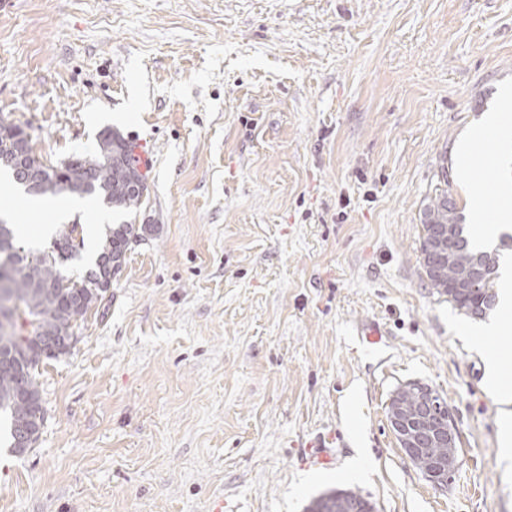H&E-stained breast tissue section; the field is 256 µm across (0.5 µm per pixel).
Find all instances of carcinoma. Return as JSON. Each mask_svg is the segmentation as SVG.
<instances>
[{
    "label": "carcinoma",
    "mask_w": 512,
    "mask_h": 512,
    "mask_svg": "<svg viewBox=\"0 0 512 512\" xmlns=\"http://www.w3.org/2000/svg\"><path fill=\"white\" fill-rule=\"evenodd\" d=\"M15 135L0 128V170L14 175ZM138 159L134 146L127 140H116L107 132L100 133L91 154L69 157L56 165H47L35 180L32 197L73 195L100 202L128 212L137 210L140 198L130 189L137 177ZM78 224L59 234L49 246L50 252H33L19 245L15 225L0 223V280H5L13 305L0 307V411L14 433L22 417L40 416L46 422V411L36 377L39 363L24 356L23 349H40L48 338L73 331L78 319L102 302L91 292L109 275L110 265L124 252L127 239L134 236L132 224H111L100 241L95 257L85 276L75 280L67 274L74 263L82 260L83 242H75ZM450 229L451 247L433 251V232ZM420 244L421 266L428 285L448 299L455 309L474 317L475 308L485 312L497 303L496 280L500 277V250L512 248V236L500 237L494 248L475 246L463 216L447 191L431 200L423 213ZM346 501L352 512H374V505L352 489H333L313 499L306 512H338L336 503Z\"/></svg>",
    "instance_id": "carcinoma-1"
}]
</instances>
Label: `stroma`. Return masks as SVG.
Returning a JSON list of instances; mask_svg holds the SVG:
<instances>
[{"mask_svg":"<svg viewBox=\"0 0 512 512\" xmlns=\"http://www.w3.org/2000/svg\"><path fill=\"white\" fill-rule=\"evenodd\" d=\"M512 137V0H13L0 10V116L43 161L113 129L142 146L141 237L70 353L39 368L46 423L0 440V512H304L332 488L376 512H512V404L475 319L421 267L424 208L448 190L486 221L456 152L484 112ZM92 256L116 208L76 209ZM0 218L63 229L10 185ZM385 331L379 354L358 331ZM431 385L460 433L438 489L388 421ZM327 448L330 467L307 461ZM368 473L352 475L357 449ZM486 384L506 403H512V383L509 371L503 369V359L499 353L487 357Z\"/></svg>","mask_w":512,"mask_h":512,"instance_id":"stroma-1","label":"stroma"}]
</instances>
